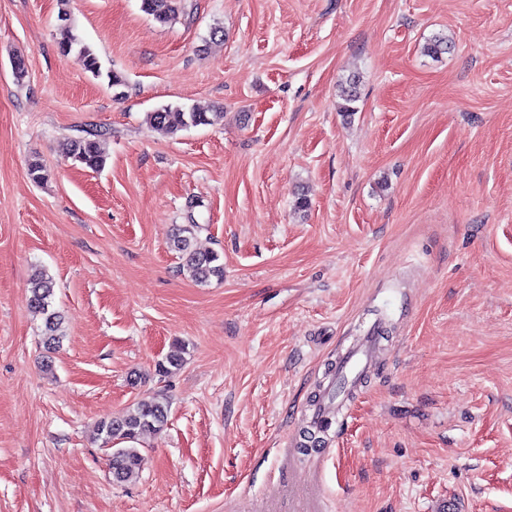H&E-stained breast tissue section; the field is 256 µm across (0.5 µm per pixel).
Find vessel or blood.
Listing matches in <instances>:
<instances>
[{
	"mask_svg": "<svg viewBox=\"0 0 512 512\" xmlns=\"http://www.w3.org/2000/svg\"><path fill=\"white\" fill-rule=\"evenodd\" d=\"M378 338L366 334L343 354L338 367L337 387L328 389L312 408L311 420L320 427L332 425L341 414L338 398L342 388H353L372 365L377 353Z\"/></svg>",
	"mask_w": 512,
	"mask_h": 512,
	"instance_id": "vessel-or-blood-1",
	"label": "vessel or blood"
}]
</instances>
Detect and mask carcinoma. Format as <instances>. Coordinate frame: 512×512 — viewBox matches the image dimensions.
Masks as SVG:
<instances>
[{
    "mask_svg": "<svg viewBox=\"0 0 512 512\" xmlns=\"http://www.w3.org/2000/svg\"><path fill=\"white\" fill-rule=\"evenodd\" d=\"M182 0H141V9L160 24H167L179 13ZM68 14L63 12L59 20L63 22V38L58 44L64 56L75 55L76 61L83 70L95 77L102 75L108 79L112 88L125 85L123 76L109 70L102 72V65L94 50L73 34L70 25L65 23ZM337 96L342 100L340 109L351 115L356 111L353 103L357 102L358 80L350 78L337 86ZM147 122L152 127L164 128L172 133L190 127L206 126L214 123V116L183 106L167 105L147 113ZM106 131L96 129L85 132V135L73 138L69 142L68 157L82 166L97 170L105 164L100 148V139ZM195 224H184L172 235L170 245L183 260L182 270L192 280L204 284L212 277L220 278L224 274V266L218 263L219 256L213 252H199L193 248V232ZM54 282L45 270L37 269L28 283V305L43 316L42 336L47 348H56L64 337L63 318L53 308ZM169 402L161 394L141 398L134 403L125 416L118 420H104L99 424L100 434L105 445L114 440L122 441V446L112 449L110 468L113 480L126 483L134 479L140 470L142 455L134 445L135 440L145 432L157 433L167 423Z\"/></svg>",
    "mask_w": 512,
    "mask_h": 512,
    "instance_id": "1",
    "label": "carcinoma"
}]
</instances>
